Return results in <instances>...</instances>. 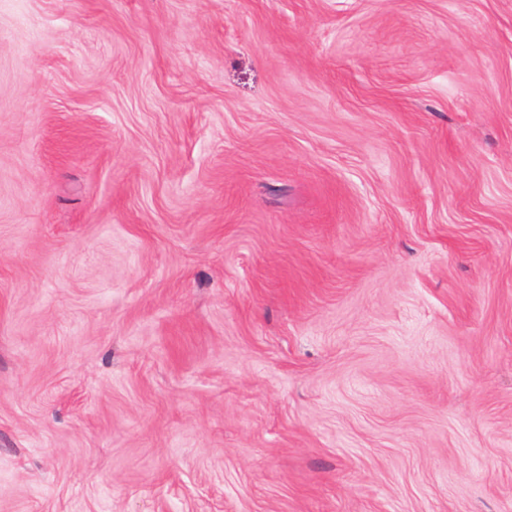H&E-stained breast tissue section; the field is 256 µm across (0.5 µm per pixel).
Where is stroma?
<instances>
[{"label": "stroma", "instance_id": "stroma-1", "mask_svg": "<svg viewBox=\"0 0 512 512\" xmlns=\"http://www.w3.org/2000/svg\"><path fill=\"white\" fill-rule=\"evenodd\" d=\"M0 512H512V0H0Z\"/></svg>", "mask_w": 512, "mask_h": 512}]
</instances>
